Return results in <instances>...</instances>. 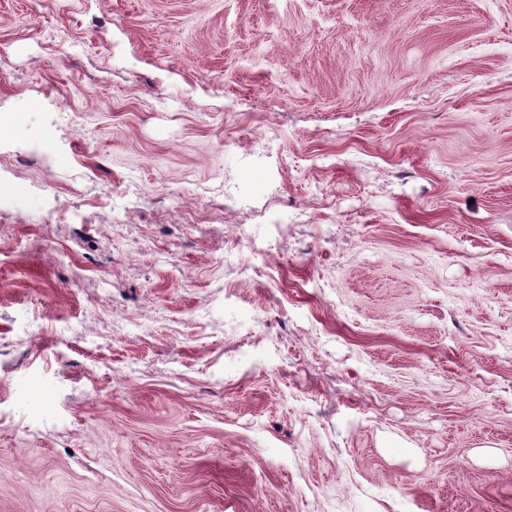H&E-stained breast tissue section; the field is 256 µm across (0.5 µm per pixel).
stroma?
Returning <instances> with one entry per match:
<instances>
[{
    "label": "stroma",
    "mask_w": 512,
    "mask_h": 512,
    "mask_svg": "<svg viewBox=\"0 0 512 512\" xmlns=\"http://www.w3.org/2000/svg\"><path fill=\"white\" fill-rule=\"evenodd\" d=\"M0 176V512H512V0H0ZM31 198L32 191L27 185L0 179V214L14 213L19 218L32 216L29 209Z\"/></svg>",
    "instance_id": "35a3bbf8"
}]
</instances>
